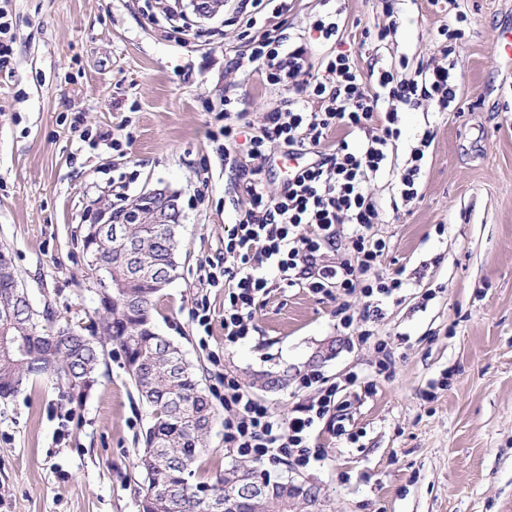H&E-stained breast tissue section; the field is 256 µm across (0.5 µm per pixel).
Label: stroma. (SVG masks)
Wrapping results in <instances>:
<instances>
[{
	"mask_svg": "<svg viewBox=\"0 0 512 512\" xmlns=\"http://www.w3.org/2000/svg\"><path fill=\"white\" fill-rule=\"evenodd\" d=\"M145 0H11L13 67L0 71V245L9 249L35 307L89 329L96 306L82 237L101 197L177 191L182 227L177 276L154 313L158 332L180 346L216 411L194 467L207 481L236 457L224 444V387L232 374L281 416L317 394L300 379L338 386L341 411L317 423L324 448L308 468L288 458L264 464L271 477L320 492V512H512V58L496 51L512 28V0H394L396 33L377 50L361 41L383 20L380 0H338L343 42L363 71L431 59L438 27L467 17L456 50L461 110L402 112L403 142H433L420 196L401 201L388 180L371 190L375 227L389 250L382 269L412 279L376 329L394 355L378 374L372 345L349 337L339 299L275 288L257 330L224 344V286L206 275L224 263V236L244 200L234 169L209 137L225 95L247 121L285 91L229 69L244 49L232 24L236 0L195 18L186 42L151 23ZM321 0H295L286 34L320 66L337 44L312 24ZM111 133L119 148L88 141ZM445 225L437 234V225ZM210 325H198L197 307ZM360 383L348 385L349 374ZM287 375L285 387L255 386ZM360 432L357 443L338 426ZM148 426L145 405L117 345L105 350L99 382L82 404L44 382L0 401V512H139L134 463Z\"/></svg>",
	"mask_w": 512,
	"mask_h": 512,
	"instance_id": "35a3bbf8",
	"label": "stroma"
}]
</instances>
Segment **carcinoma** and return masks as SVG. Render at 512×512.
Listing matches in <instances>:
<instances>
[{
    "mask_svg": "<svg viewBox=\"0 0 512 512\" xmlns=\"http://www.w3.org/2000/svg\"><path fill=\"white\" fill-rule=\"evenodd\" d=\"M108 206L112 221L120 223L128 220L137 200ZM128 230L142 245L141 264L154 275L112 293L110 308L95 311L87 335L59 322L50 307L36 309L18 287L8 251L0 248V399L14 396L30 381H45L61 397L80 404L98 383L105 346L114 342L150 415L145 447L135 463L142 481L139 512H210L213 500L227 502L226 512H291V500L299 495L316 508L317 489L286 481H275L265 495H255L247 479L254 465L233 464L209 481H189L211 425L212 405L180 349L160 336L153 322L162 291L156 277L178 268V225L131 224ZM83 248L106 274L99 287H112V271L123 268L112 239L89 226Z\"/></svg>",
    "mask_w": 512,
    "mask_h": 512,
    "instance_id": "cac0c4a2",
    "label": "carcinoma"
}]
</instances>
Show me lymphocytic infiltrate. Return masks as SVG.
<instances>
[{"label":"lymphocytic infiltrate","instance_id":"lymphocytic-infiltrate-1","mask_svg":"<svg viewBox=\"0 0 512 512\" xmlns=\"http://www.w3.org/2000/svg\"><path fill=\"white\" fill-rule=\"evenodd\" d=\"M291 9L290 0H237L234 9L246 51L231 61V70L288 96L268 105L257 124L245 121L235 98L225 97L224 123L210 133L220 150L228 153L241 145L248 157L235 165L246 206L224 236L223 270L208 275L211 284L230 285L224 296V342L232 345L255 332L259 303L271 289L299 287L345 297L337 314L346 328L353 323L347 299L361 295L368 326L358 340L381 350L385 344L372 324L409 282L402 271H381L389 244L375 231L381 205L371 186L386 177L402 201L418 199L433 137L424 132L406 160L397 162L400 113L428 103L441 112L457 108L456 76L446 60L464 32L438 28L439 63L413 68L402 59L379 69L371 82L348 51H333L320 66L309 65L305 47L283 32L281 19ZM277 147L294 165L274 194L264 166ZM223 383L227 448L261 462L292 453L302 467L322 459V450L311 448L310 436L336 411L337 386L320 388L318 396L283 419L232 375H225Z\"/></svg>","mask_w":512,"mask_h":512}]
</instances>
